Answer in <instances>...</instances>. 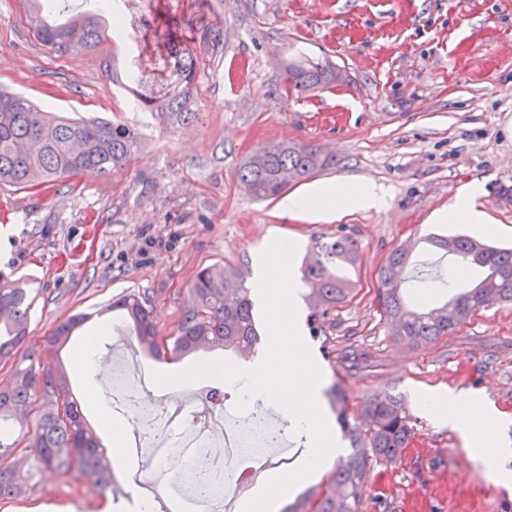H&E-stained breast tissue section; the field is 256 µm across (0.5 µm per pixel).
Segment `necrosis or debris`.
<instances>
[{
	"label": "necrosis or debris",
	"instance_id": "obj_1",
	"mask_svg": "<svg viewBox=\"0 0 512 512\" xmlns=\"http://www.w3.org/2000/svg\"><path fill=\"white\" fill-rule=\"evenodd\" d=\"M127 72L132 76L131 91L141 95L160 97L173 87L172 81L161 79L156 62L137 53L130 57ZM101 370L112 378L113 409L133 424L137 455L154 464L153 484L162 487L175 478L191 488L206 484V492L194 499L203 512H214V504L223 502L225 493L244 492L250 463L269 462V449L283 437L277 423L263 415L228 420L222 399L205 396L203 388L184 389L157 401L144 395L133 364L105 362ZM174 453L183 460L176 476L165 466Z\"/></svg>",
	"mask_w": 512,
	"mask_h": 512
}]
</instances>
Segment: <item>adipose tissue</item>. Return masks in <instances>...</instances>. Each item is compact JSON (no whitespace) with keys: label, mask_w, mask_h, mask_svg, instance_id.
Masks as SVG:
<instances>
[{"label":"adipose tissue","mask_w":512,"mask_h":512,"mask_svg":"<svg viewBox=\"0 0 512 512\" xmlns=\"http://www.w3.org/2000/svg\"><path fill=\"white\" fill-rule=\"evenodd\" d=\"M482 194L483 186L479 180L467 183L447 211L439 214V221L451 224L488 223V215L478 205ZM383 203L377 185L365 178L315 185L303 193L288 196L281 207L288 213L303 215L315 222H330L344 212L377 208Z\"/></svg>","instance_id":"adipose-tissue-1"}]
</instances>
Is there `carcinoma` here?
<instances>
[{
    "mask_svg": "<svg viewBox=\"0 0 512 512\" xmlns=\"http://www.w3.org/2000/svg\"><path fill=\"white\" fill-rule=\"evenodd\" d=\"M30 29L48 51L73 55L96 50L112 39L119 17L117 0L112 11H79L63 16L57 0H25ZM167 62L181 71L184 84L162 100H143L141 108L161 126L186 124L197 116L194 96L196 62L188 50L171 49ZM336 68L320 61L293 60L284 72L285 96L303 95L332 84ZM139 132L122 122L102 118L70 119L48 112L21 94L0 91V185L23 190H46L65 177L92 172L106 177L124 168L137 152ZM331 165L312 146L282 141L263 163L248 157L238 178L258 200L274 199L288 187ZM428 245L463 257L459 267L476 277L433 307L410 305L403 296L411 253L391 251L378 274L377 304L393 335L410 344L436 342L454 334L477 311L497 302H512V248L483 243L464 234L431 235ZM356 239L343 229L329 240L317 239L301 268L309 287L313 334L322 332L330 308L346 301L353 282L339 270L357 259ZM252 288L233 266L201 268L189 288L177 334L158 340L149 297L128 294L110 303L138 345L150 353L175 359L202 350L233 351L248 355L258 343ZM32 302L27 289L0 286V360L13 357L28 333ZM87 316L76 313L57 324L49 344L60 351L71 344L73 333ZM65 364L23 358L0 384V500L31 496L37 490L33 474L11 461L17 442H6L10 424L21 414L36 418L28 456L31 467L51 468L68 475L78 469L101 495L113 491L112 458L80 403L70 395ZM329 405L350 442L352 452L340 462L329 483L306 491L282 512H359L361 494L370 469L401 456L414 438L412 417L401 395L381 392L369 399L361 421L350 419L348 400L338 385L327 391Z\"/></svg>",
    "mask_w": 512,
    "mask_h": 512,
    "instance_id": "carcinoma-1",
    "label": "carcinoma"
}]
</instances>
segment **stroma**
Listing matches in <instances>:
<instances>
[{"label":"stroma","mask_w":512,"mask_h":512,"mask_svg":"<svg viewBox=\"0 0 512 512\" xmlns=\"http://www.w3.org/2000/svg\"><path fill=\"white\" fill-rule=\"evenodd\" d=\"M152 27L140 49L166 57L172 45L199 61L195 121L147 129L124 169L103 179L63 178L50 190L0 188V284L22 282L33 305L24 351L42 356L56 325L78 312L91 320L63 358L88 421L101 427L108 383L77 364L76 347L104 332L112 354L136 353L149 372H176L190 358L140 351L120 317L101 308L122 295H148L160 335H172L196 272L221 264L256 269L277 239L293 240L303 262L313 239L345 228L357 239L349 276L357 292L329 311L325 333L305 342L323 386L345 390L352 413L383 390L406 399L415 436L395 462L371 472L362 512H512V489L491 497L497 474L473 455L466 433L429 416L422 393L449 389L483 409L506 413L494 433L512 449V303L473 314L453 335L410 346L394 338L377 308V274L390 251L414 244L424 279L417 298L442 292L447 260L430 234L479 235L512 247V0H152ZM223 33L219 44L205 32ZM125 45L102 43L70 56L49 53L29 30L21 0H0V88L23 93L71 118L136 124L119 109ZM306 57L345 74L342 84L285 98L284 67ZM311 145L335 164L316 183L372 179L382 207L313 223L279 199L253 200L238 169L259 147ZM484 183L478 204L488 231L442 224L469 180ZM97 385L98 400L88 399ZM144 458L113 460L115 497L89 480L44 469L38 494L0 501V512H124L137 493L130 472Z\"/></svg>","instance_id":"stroma-1"}]
</instances>
